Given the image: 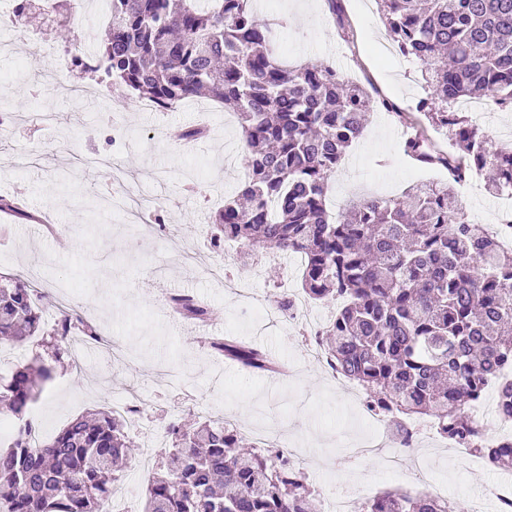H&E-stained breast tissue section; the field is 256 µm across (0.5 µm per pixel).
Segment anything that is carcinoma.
<instances>
[{
  "label": "carcinoma",
  "instance_id": "carcinoma-1",
  "mask_svg": "<svg viewBox=\"0 0 512 512\" xmlns=\"http://www.w3.org/2000/svg\"><path fill=\"white\" fill-rule=\"evenodd\" d=\"M19 19L69 31L71 67L130 88L161 109L206 94L238 116L248 171L239 194L213 223L214 243L235 242L244 256L263 249L304 258L302 287L317 301L343 299L324 333L329 366L356 383L374 409L407 423L429 418L447 438L469 444L494 469H512V441L480 447V422L464 408L494 386L498 417L512 421V250L469 221L456 185L488 173V190L512 188V148L490 150L481 129L452 108L483 96L512 112V0H378L403 56L422 64L428 88L416 109L450 132L443 151L422 130L404 139L406 156L448 171L400 199L359 198L348 220L327 209L329 179L363 134L374 107L369 91L324 62L295 68L276 55L271 24L252 0H109L108 32L86 54L70 31L64 0H12ZM190 319L210 316L193 297L172 300ZM98 337L63 313L51 329L29 283L0 284V340L50 336L51 361L17 367L0 384V405L16 432L0 447V512H108L116 468L132 455L125 419L102 409L78 416L33 446L28 409L53 379L69 337ZM212 349L260 371L268 355L234 337ZM166 471L149 479L145 512H313L305 473L288 451L246 450L237 430L207 419L167 428ZM361 512H462L452 501L395 490L365 500Z\"/></svg>",
  "mask_w": 512,
  "mask_h": 512
}]
</instances>
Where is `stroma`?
<instances>
[{
	"label": "stroma",
	"instance_id": "1",
	"mask_svg": "<svg viewBox=\"0 0 512 512\" xmlns=\"http://www.w3.org/2000/svg\"><path fill=\"white\" fill-rule=\"evenodd\" d=\"M343 7L342 27L326 0H270L257 11L275 24L284 63H333L373 97L415 112L425 96L421 65L395 52L377 0H343ZM61 51L58 32L46 24L0 25V110L19 117L0 130V199L20 205L0 210V276H37L38 291L53 305L62 304L63 287L73 288L72 308L121 345L125 361L110 363L94 350L82 368L69 359L58 364L37 402L43 437L133 389L150 403L140 427L128 429L136 448L144 446L145 429L221 416L246 438L263 429L307 449L317 464L306 475L321 497L336 485L365 482L372 496L407 487L410 472L384 473L374 457L357 468L338 467L363 418L362 395L312 360L297 326L240 323L234 291L199 274L200 263L224 255L207 233L210 213L246 178L235 115L206 98L152 112L138 92L104 93L95 79L68 69L59 84H42L37 63ZM39 112L51 113L52 121H31ZM199 124L208 128L206 137L178 140V130ZM401 128L393 113H371L329 185V204L343 210L365 195L392 199L418 182L443 180V172L404 158ZM116 169L134 199L159 205L164 233L149 224L131 227L126 203L107 191V174ZM224 271L273 306L283 281L298 283L300 265L262 251ZM173 293L205 302L206 329L187 321L173 326ZM224 336L262 348L290 364V373L251 371L217 355L209 343ZM419 452L430 478L454 501L465 502L494 477L479 466L457 470L443 438L422 437Z\"/></svg>",
	"mask_w": 512,
	"mask_h": 512
}]
</instances>
